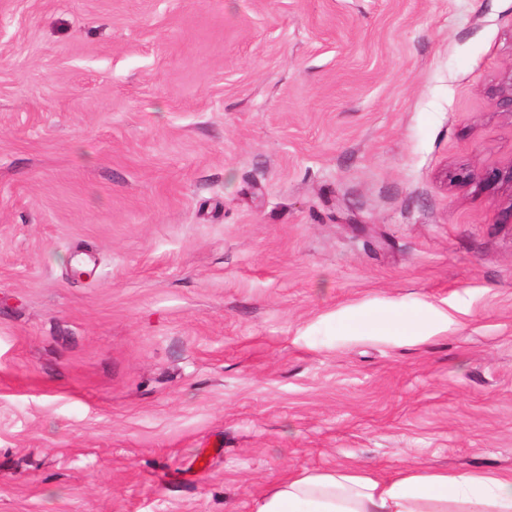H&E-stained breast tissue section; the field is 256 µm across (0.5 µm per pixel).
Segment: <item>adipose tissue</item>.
<instances>
[{
	"instance_id": "ef3b65f1",
	"label": "adipose tissue",
	"mask_w": 512,
	"mask_h": 512,
	"mask_svg": "<svg viewBox=\"0 0 512 512\" xmlns=\"http://www.w3.org/2000/svg\"><path fill=\"white\" fill-rule=\"evenodd\" d=\"M354 335L425 336L454 322L430 305L421 310L362 306L342 317ZM254 512H512V472H417L390 477L341 468L291 474L259 498Z\"/></svg>"
}]
</instances>
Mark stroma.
Returning <instances> with one entry per match:
<instances>
[{
  "mask_svg": "<svg viewBox=\"0 0 512 512\" xmlns=\"http://www.w3.org/2000/svg\"><path fill=\"white\" fill-rule=\"evenodd\" d=\"M511 67L512 0H0V512L512 471ZM341 317L344 328L353 335L427 336L438 327L454 323L449 310L434 305L406 310L369 304Z\"/></svg>",
  "mask_w": 512,
  "mask_h": 512,
  "instance_id": "stroma-1",
  "label": "stroma"
}]
</instances>
